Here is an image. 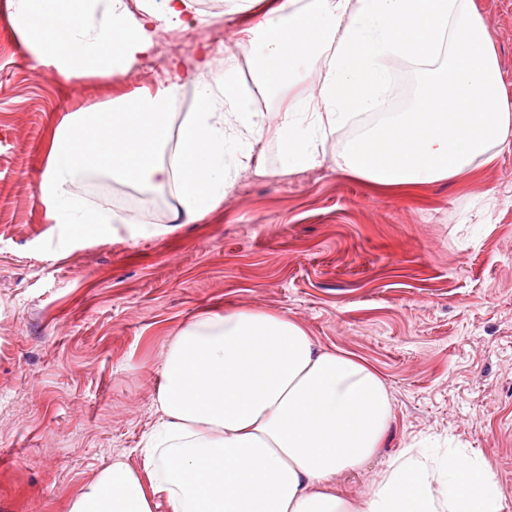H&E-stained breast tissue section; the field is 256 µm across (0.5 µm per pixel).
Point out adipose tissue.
I'll return each mask as SVG.
<instances>
[{
  "label": "adipose tissue",
  "instance_id": "1",
  "mask_svg": "<svg viewBox=\"0 0 512 512\" xmlns=\"http://www.w3.org/2000/svg\"><path fill=\"white\" fill-rule=\"evenodd\" d=\"M195 0H10L33 61L68 78H111L149 57L161 28L184 29ZM253 89L242 92L238 60ZM415 69L412 105L365 130L338 169L393 191L443 181L512 145V109L473 0H267L240 30L217 85L193 72L161 89L77 107L54 131L39 189L55 224L81 238L90 224H134L75 189L99 173L139 191L169 190L176 224L214 210L268 136L283 168L315 164L327 131L384 108L387 59ZM314 74L294 98L300 67ZM198 86L179 130L169 106ZM280 102L271 116L256 96ZM156 424L139 467L115 460L74 495L67 512H502L499 486L477 454L451 450L393 461L353 503L334 478L373 458L393 420L389 391L364 361L320 346L293 318L260 310L201 315L173 337L154 399Z\"/></svg>",
  "mask_w": 512,
  "mask_h": 512
}]
</instances>
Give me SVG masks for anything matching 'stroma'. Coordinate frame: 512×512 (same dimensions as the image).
I'll use <instances>...</instances> for the list:
<instances>
[{
  "mask_svg": "<svg viewBox=\"0 0 512 512\" xmlns=\"http://www.w3.org/2000/svg\"><path fill=\"white\" fill-rule=\"evenodd\" d=\"M155 53L105 81L68 79L30 57L0 0V512H64L157 422L167 346L193 317L284 313L320 346L365 361L394 418L376 457L343 473L361 500L413 444L481 454L512 512V150L489 165L395 194L336 170L386 112L328 133L320 163L237 172L209 214L68 237L39 194L53 131L72 107L156 89L170 61L223 59L260 17L207 9ZM512 96V0H474Z\"/></svg>",
  "mask_w": 512,
  "mask_h": 512,
  "instance_id": "1",
  "label": "stroma"
}]
</instances>
